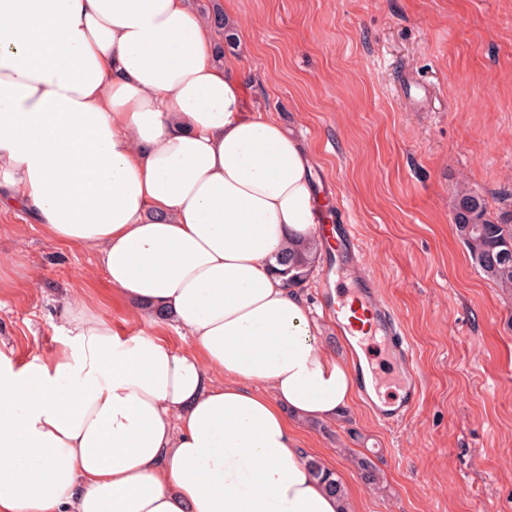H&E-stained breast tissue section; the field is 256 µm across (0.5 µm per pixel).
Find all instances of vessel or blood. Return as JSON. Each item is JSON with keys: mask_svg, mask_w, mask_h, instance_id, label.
I'll list each match as a JSON object with an SVG mask.
<instances>
[{"mask_svg": "<svg viewBox=\"0 0 512 512\" xmlns=\"http://www.w3.org/2000/svg\"><path fill=\"white\" fill-rule=\"evenodd\" d=\"M328 230L336 243V265H354L359 272L352 288L336 290L329 305L336 310H349V332L357 336L356 345L368 349L373 340H381L392 358L399 378L402 397L395 400L374 398L365 376H358V389L367 401L374 418L387 426L402 423L419 407L423 396V382L415 364L413 349L404 335L393 307L383 299L378 282L364 272L358 234L347 224L344 214H337Z\"/></svg>", "mask_w": 512, "mask_h": 512, "instance_id": "vessel-or-blood-1", "label": "vessel or blood"}]
</instances>
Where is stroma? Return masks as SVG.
Listing matches in <instances>:
<instances>
[{
  "instance_id": "35a3bbf8",
  "label": "stroma",
  "mask_w": 512,
  "mask_h": 512,
  "mask_svg": "<svg viewBox=\"0 0 512 512\" xmlns=\"http://www.w3.org/2000/svg\"><path fill=\"white\" fill-rule=\"evenodd\" d=\"M248 107L292 130L320 193L355 224L424 384L387 427L355 402L301 424L312 458L356 490V512H512V295L455 234L459 194L512 204V0H222ZM427 91L405 97V85ZM66 298L114 329L184 349V329L130 311L95 252L0 211V348L25 364L60 339ZM379 479L360 476L358 455Z\"/></svg>"
}]
</instances>
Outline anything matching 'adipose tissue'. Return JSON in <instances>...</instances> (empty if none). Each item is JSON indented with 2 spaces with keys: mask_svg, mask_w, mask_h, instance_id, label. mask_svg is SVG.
Returning a JSON list of instances; mask_svg holds the SVG:
<instances>
[{
  "mask_svg": "<svg viewBox=\"0 0 512 512\" xmlns=\"http://www.w3.org/2000/svg\"><path fill=\"white\" fill-rule=\"evenodd\" d=\"M242 81L189 0H0V208L191 336L67 300L58 350L0 351V512H353L298 426L352 406L354 370L277 264L325 200Z\"/></svg>",
  "mask_w": 512,
  "mask_h": 512,
  "instance_id": "adipose-tissue-1",
  "label": "adipose tissue"
}]
</instances>
